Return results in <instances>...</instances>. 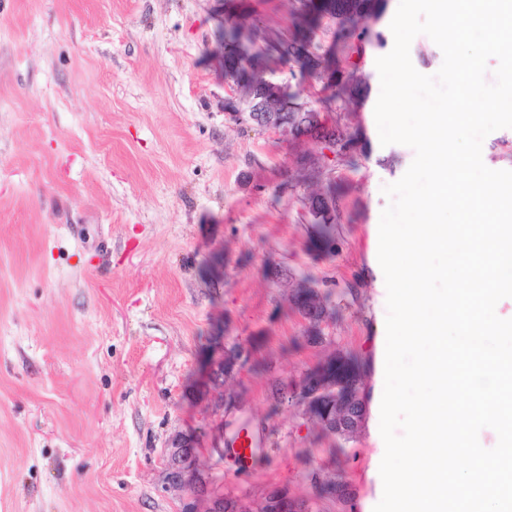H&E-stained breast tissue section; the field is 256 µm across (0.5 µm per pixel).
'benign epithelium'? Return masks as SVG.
Here are the masks:
<instances>
[{
    "mask_svg": "<svg viewBox=\"0 0 512 512\" xmlns=\"http://www.w3.org/2000/svg\"><path fill=\"white\" fill-rule=\"evenodd\" d=\"M284 93L283 85L270 80L260 89L253 84L232 85L223 103L237 101L240 108H226L224 113L238 125L249 124L300 140L303 135L291 127L288 114L273 105V100L283 97ZM296 304L303 308L305 318L312 324L321 321L327 312L323 299L314 290L298 295ZM241 356L242 350L238 347L224 350L211 365L213 378H222L233 371ZM340 389L336 378L320 367L288 387V399L305 405L309 414L328 432L347 437L362 424L366 403L358 388L350 387L345 396ZM163 457L161 488L164 491L184 492L180 512H310L307 500L290 497L277 486L265 493L256 508L243 497L224 495L216 486L212 474L201 468L200 448L190 433H175L165 445Z\"/></svg>",
    "mask_w": 512,
    "mask_h": 512,
    "instance_id": "7a95c632",
    "label": "benign epithelium"
}]
</instances>
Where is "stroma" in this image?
<instances>
[{
    "label": "stroma",
    "mask_w": 512,
    "mask_h": 512,
    "mask_svg": "<svg viewBox=\"0 0 512 512\" xmlns=\"http://www.w3.org/2000/svg\"><path fill=\"white\" fill-rule=\"evenodd\" d=\"M387 0L362 19L383 44L337 50L371 79L391 51ZM295 0H0V512H179L162 450L199 434L224 492L260 503L280 487L312 512H373L383 493L369 424L324 432L305 406L273 398L335 353L376 374L382 272L369 252L384 185L410 147L372 151L375 118L343 103L352 162L230 122L215 31L225 21L294 33ZM266 79L320 109L322 83L285 64ZM337 185L340 219L317 234L311 197ZM306 286L328 299L321 338L298 312ZM244 354L223 385L203 370ZM246 424L251 469L218 455ZM344 481L348 503L315 483Z\"/></svg>",
    "instance_id": "35a3bbf8"
}]
</instances>
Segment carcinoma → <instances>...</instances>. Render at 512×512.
Masks as SVG:
<instances>
[{"instance_id":"carcinoma-1","label":"carcinoma","mask_w":512,"mask_h":512,"mask_svg":"<svg viewBox=\"0 0 512 512\" xmlns=\"http://www.w3.org/2000/svg\"><path fill=\"white\" fill-rule=\"evenodd\" d=\"M299 9L309 19V32L306 34H284L267 43L265 50L254 52L252 44L258 34L244 37L236 24H224L218 27L216 38L224 65V82L237 83L263 80L261 59L265 54H273L285 63H294L300 69L318 70L324 80V90L328 95L321 99L323 108L330 112L338 98L351 96L358 85L353 72H343L330 62L320 65L319 45L314 42V33L322 26L324 19L336 24V39L348 45L353 41L362 43L375 39L382 41L380 35H371L363 28L358 29L356 20L369 16H381L386 7V0H297ZM281 108L288 114L299 118L304 131L324 142L338 157L347 156L357 143V136L346 135L338 128L322 122L321 113L307 107L295 94H286ZM316 223L321 225V237L329 238L333 233V224L338 221V208L310 209ZM358 365L355 356L348 354L336 361V377L346 384L357 379Z\"/></svg>"}]
</instances>
